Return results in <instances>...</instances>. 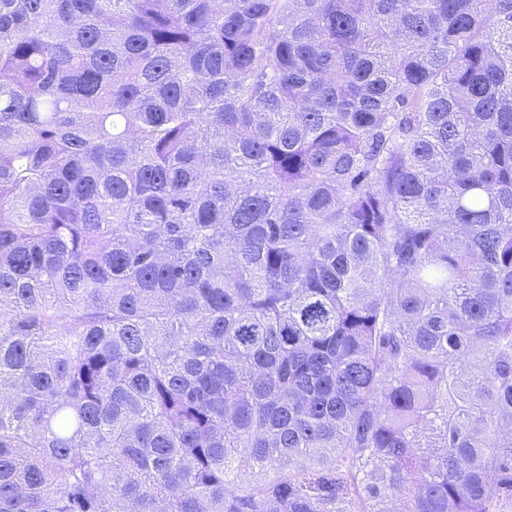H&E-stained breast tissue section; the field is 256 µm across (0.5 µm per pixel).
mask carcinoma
Segmentation results:
<instances>
[{
	"label": "carcinoma",
	"instance_id": "obj_1",
	"mask_svg": "<svg viewBox=\"0 0 512 512\" xmlns=\"http://www.w3.org/2000/svg\"><path fill=\"white\" fill-rule=\"evenodd\" d=\"M0 512H512V0H0Z\"/></svg>",
	"mask_w": 512,
	"mask_h": 512
}]
</instances>
